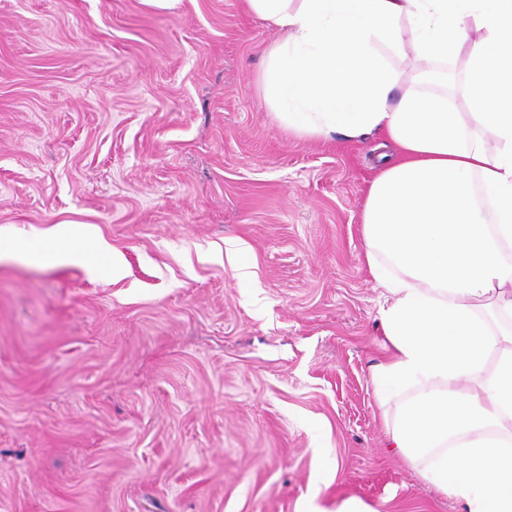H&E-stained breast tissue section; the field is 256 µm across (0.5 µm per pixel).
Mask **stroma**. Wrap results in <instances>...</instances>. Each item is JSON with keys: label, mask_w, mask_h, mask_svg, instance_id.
Instances as JSON below:
<instances>
[{"label": "stroma", "mask_w": 512, "mask_h": 512, "mask_svg": "<svg viewBox=\"0 0 512 512\" xmlns=\"http://www.w3.org/2000/svg\"><path fill=\"white\" fill-rule=\"evenodd\" d=\"M243 0H0V239L59 224L115 276L0 261V512H468L388 446L370 183L301 140Z\"/></svg>", "instance_id": "obj_1"}]
</instances>
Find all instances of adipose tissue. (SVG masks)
I'll return each mask as SVG.
<instances>
[{
    "instance_id": "ef3b65f1",
    "label": "adipose tissue",
    "mask_w": 512,
    "mask_h": 512,
    "mask_svg": "<svg viewBox=\"0 0 512 512\" xmlns=\"http://www.w3.org/2000/svg\"><path fill=\"white\" fill-rule=\"evenodd\" d=\"M247 4L281 33L259 77L274 119L303 140L376 132L400 154L362 214L391 447L469 512H512V0ZM458 57L464 112L427 67Z\"/></svg>"
}]
</instances>
